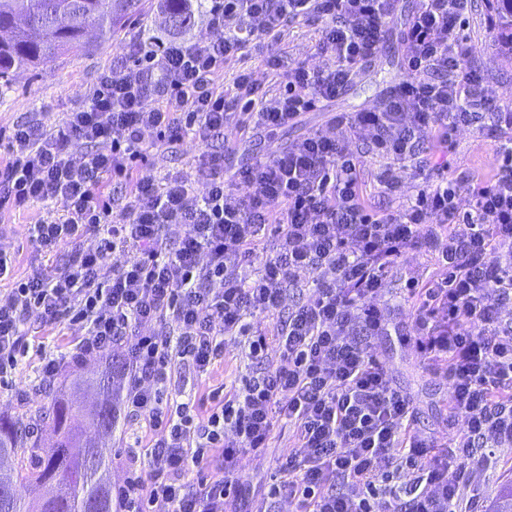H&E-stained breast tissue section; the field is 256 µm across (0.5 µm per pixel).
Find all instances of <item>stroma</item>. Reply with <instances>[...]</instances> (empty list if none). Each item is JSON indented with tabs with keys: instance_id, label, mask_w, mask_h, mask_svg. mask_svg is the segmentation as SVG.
<instances>
[{
	"instance_id": "35a3bbf8",
	"label": "stroma",
	"mask_w": 512,
	"mask_h": 512,
	"mask_svg": "<svg viewBox=\"0 0 512 512\" xmlns=\"http://www.w3.org/2000/svg\"><path fill=\"white\" fill-rule=\"evenodd\" d=\"M475 4L467 30L472 45L469 63L484 70L500 103L507 105L512 103V60L500 52L499 30L488 0H475ZM144 24L152 26L155 35H163L164 29L158 24V15L151 0H146L141 16L129 20L112 41L96 42L88 51L59 57L35 70L18 72L5 98L0 99V150L6 146V137L13 126L27 122L50 128L65 120L69 112L81 108L90 88L102 73L119 66L124 57L139 46V30ZM317 37L314 24L304 20L290 23L274 44L280 57L278 70L268 69L262 54L254 52L225 65L224 85H231L236 72L245 69L253 72L263 92L271 97L277 93L281 80L292 68L301 64L317 69L333 66V58L318 53ZM404 75L402 47L397 39H389L345 92L323 108L303 114L297 124L270 137L249 133L238 135L236 151L225 168L226 173L249 165L257 157L274 155L315 131L336 135V128L329 123L333 113L359 112L379 103ZM371 141L372 133L367 129L349 138L350 148L362 157L361 178L366 201L378 209L388 206L389 200L383 195L380 184L381 176L388 171L400 180L403 197L413 196L422 182L414 163L390 169L388 160L373 153ZM511 141L512 130L495 125L488 115L477 123L460 128L456 134V149L448 158L449 176L490 177L498 149ZM201 152V145L189 138L162 145L153 149L151 164L142 169L141 175L156 182L174 173L195 177ZM43 212L42 204L37 203L21 215L0 217V247L18 254L16 278H23L33 269L47 265L46 259L24 234L26 224L36 221ZM438 274L434 256L425 253L405 254L389 270L383 283L381 301L399 305L400 329L397 333L376 337L375 353L387 364L393 380L414 395L418 432L443 441L448 437V381L445 377L431 374L417 351L410 328L413 304L406 299L407 281H429ZM79 334L78 328L65 324L54 328H44L36 322L31 324L29 351L16 372L17 390L12 395L0 396V416L23 415L29 417L31 426H38V416L50 409L53 395L66 386L71 375L82 369L81 364L71 359V346ZM50 354L61 357L64 362L58 381L51 385L41 382L38 376L43 357ZM151 438L144 419L120 418L112 435V445L104 450L112 469L113 483L122 482L126 476L128 446L136 445L140 450H147L151 446ZM292 443L291 429L282 427L277 430L266 459L243 458L242 475L254 490L265 487L278 457ZM510 480L512 447L497 449L494 467L478 472L476 488H461L460 497L465 501L474 500V512H487L491 498L503 483Z\"/></svg>"
}]
</instances>
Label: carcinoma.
Returning a JSON list of instances; mask_svg holds the SVG:
<instances>
[{
	"mask_svg": "<svg viewBox=\"0 0 512 512\" xmlns=\"http://www.w3.org/2000/svg\"><path fill=\"white\" fill-rule=\"evenodd\" d=\"M512 0H495L503 46L512 54ZM167 31L179 35L192 30L205 13L206 0H159ZM142 0H0V96L20 70L91 46L87 28L97 39L115 33L140 14ZM120 364L78 373L53 400L46 426L55 437L49 448L32 438L19 419L0 416V459L15 465L14 490L0 495V512H112L109 463L95 452L90 436L78 422L107 418V436L117 424L116 390L112 378ZM491 512H512V482L500 487Z\"/></svg>",
	"mask_w": 512,
	"mask_h": 512,
	"instance_id": "cac0c4a2",
	"label": "carcinoma"
}]
</instances>
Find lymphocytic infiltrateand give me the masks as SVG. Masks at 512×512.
<instances>
[{
	"label": "lymphocytic infiltrate",
	"mask_w": 512,
	"mask_h": 512,
	"mask_svg": "<svg viewBox=\"0 0 512 512\" xmlns=\"http://www.w3.org/2000/svg\"><path fill=\"white\" fill-rule=\"evenodd\" d=\"M209 3L217 37L154 38L61 124L13 128L0 156V212L44 203L25 235L45 256L69 253L53 273L33 270L0 292V389L15 386L34 319L80 326L76 361L122 350L117 409L145 419L154 439L146 458L128 450L114 512L160 503L268 512L282 499L294 512H464L460 486L512 447V322L501 317L512 306V145L498 150L491 177L447 175L459 127L489 109L512 129V107L497 111L495 89L468 63L474 0H418L401 32L405 78L382 103L330 119L352 134L372 129L377 155L430 168L415 196L379 210L364 198L359 156L321 131L237 170L230 186L221 153L198 172L202 193L183 176L141 177L160 144L271 136L334 100L380 52L399 0ZM297 19L318 24L317 48L334 67L297 66L270 99L249 72L220 89L227 61ZM77 142L87 150L76 161ZM115 183L128 194L119 215ZM90 236L96 248H83ZM116 251L128 259L106 273ZM411 251L435 253L441 270L408 296L416 348L448 380L443 442L419 435L411 395L372 352L386 330L383 280ZM305 273L308 298L286 306ZM231 344L248 370L198 410L188 381L211 373ZM284 424L293 444L251 503L240 460L264 457Z\"/></svg>",
	"instance_id": "f902f5d3"
}]
</instances>
